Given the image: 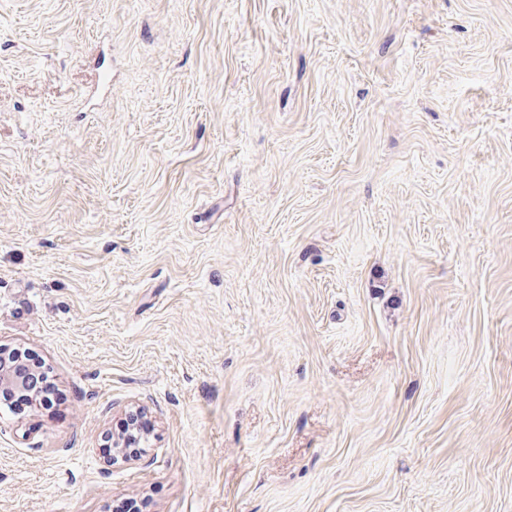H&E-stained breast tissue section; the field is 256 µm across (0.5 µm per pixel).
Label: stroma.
<instances>
[{"instance_id":"stroma-1","label":"stroma","mask_w":512,"mask_h":512,"mask_svg":"<svg viewBox=\"0 0 512 512\" xmlns=\"http://www.w3.org/2000/svg\"><path fill=\"white\" fill-rule=\"evenodd\" d=\"M0 344V512H512V0H0ZM4 347L0 346V389H14L20 393L31 394L34 410L43 408L45 402L38 391L34 390L35 381L41 368L17 357L15 362L4 361Z\"/></svg>"}]
</instances>
